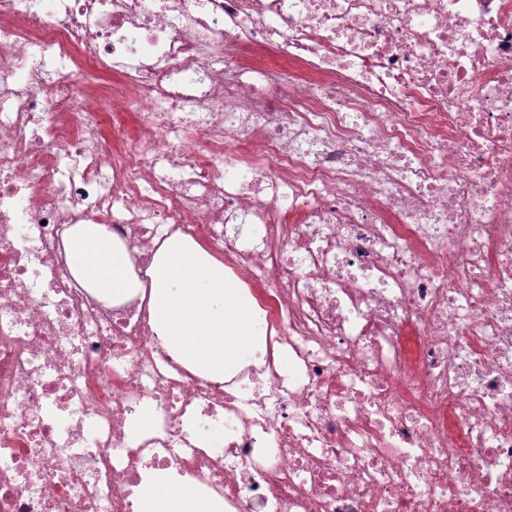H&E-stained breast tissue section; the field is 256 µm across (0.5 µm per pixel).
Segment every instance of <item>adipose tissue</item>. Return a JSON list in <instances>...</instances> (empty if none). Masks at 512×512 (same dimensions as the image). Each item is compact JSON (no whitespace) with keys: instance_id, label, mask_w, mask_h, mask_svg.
Wrapping results in <instances>:
<instances>
[{"instance_id":"adipose-tissue-1","label":"adipose tissue","mask_w":512,"mask_h":512,"mask_svg":"<svg viewBox=\"0 0 512 512\" xmlns=\"http://www.w3.org/2000/svg\"><path fill=\"white\" fill-rule=\"evenodd\" d=\"M136 509L137 512H216L217 505L195 485L174 484L162 474L141 488Z\"/></svg>"}]
</instances>
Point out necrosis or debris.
<instances>
[{"label":"necrosis or debris","mask_w":512,"mask_h":512,"mask_svg":"<svg viewBox=\"0 0 512 512\" xmlns=\"http://www.w3.org/2000/svg\"><path fill=\"white\" fill-rule=\"evenodd\" d=\"M77 224L142 280L204 240L263 346L193 373L75 281ZM160 472L220 512H512V0H0V512H136Z\"/></svg>","instance_id":"necrosis-or-debris-1"}]
</instances>
